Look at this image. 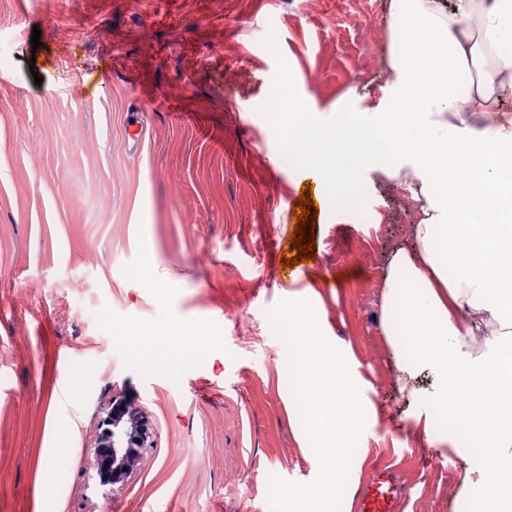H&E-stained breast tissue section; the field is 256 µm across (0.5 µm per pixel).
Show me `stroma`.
<instances>
[{
  "instance_id": "obj_1",
  "label": "stroma",
  "mask_w": 512,
  "mask_h": 512,
  "mask_svg": "<svg viewBox=\"0 0 512 512\" xmlns=\"http://www.w3.org/2000/svg\"><path fill=\"white\" fill-rule=\"evenodd\" d=\"M154 8L0 0V512H288L280 489L317 476L288 414L295 382L274 327L296 275L316 278L336 336L375 384L378 416L351 484L388 467L402 512H479L463 486L482 454L411 434L432 378L401 391L380 326L410 200L372 161L354 174L353 201L336 205L320 175L285 165L267 110L286 79L327 123L386 107L387 22L372 48L343 0H184L172 23ZM306 186L316 260L285 268ZM131 326L199 327L210 340L154 365L124 346ZM77 383V431L57 448L54 398ZM118 392L146 413L154 445L126 482L103 486L99 422Z\"/></svg>"
}]
</instances>
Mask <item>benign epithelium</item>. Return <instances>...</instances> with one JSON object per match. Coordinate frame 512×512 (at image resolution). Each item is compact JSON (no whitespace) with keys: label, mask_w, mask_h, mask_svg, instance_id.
I'll return each instance as SVG.
<instances>
[{"label":"benign epithelium","mask_w":512,"mask_h":512,"mask_svg":"<svg viewBox=\"0 0 512 512\" xmlns=\"http://www.w3.org/2000/svg\"><path fill=\"white\" fill-rule=\"evenodd\" d=\"M153 447L146 414L123 394L112 396V406L101 420L97 442L96 473L99 483L113 486L124 482Z\"/></svg>","instance_id":"1"}]
</instances>
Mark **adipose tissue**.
Returning a JSON list of instances; mask_svg holds the SVG:
<instances>
[{
    "instance_id": "obj_1",
    "label": "adipose tissue",
    "mask_w": 512,
    "mask_h": 512,
    "mask_svg": "<svg viewBox=\"0 0 512 512\" xmlns=\"http://www.w3.org/2000/svg\"><path fill=\"white\" fill-rule=\"evenodd\" d=\"M390 7L394 107L340 111L327 125L302 116L304 102L285 82L274 126L285 145L300 148L302 165L328 167L337 202L352 196L350 173L379 156L405 188L415 223L387 262L381 326L399 381L433 379L412 427L432 444L480 448V512H512V478L502 471L512 459V113L501 108L512 97V0H390ZM463 73L473 77L464 98ZM276 328L296 384L290 405L308 423L298 441L319 470L315 483L287 490L289 507L330 512L337 486L366 459L374 387L336 340L311 283L291 281ZM204 338L198 329L123 333L132 353L153 362ZM80 398L70 386L55 397L57 447L70 444Z\"/></svg>"
}]
</instances>
